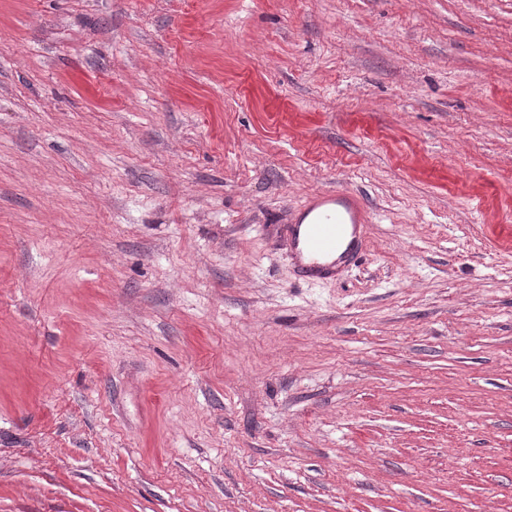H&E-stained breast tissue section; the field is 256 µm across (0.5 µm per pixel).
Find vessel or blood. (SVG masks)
<instances>
[{"label": "vessel or blood", "mask_w": 512, "mask_h": 512, "mask_svg": "<svg viewBox=\"0 0 512 512\" xmlns=\"http://www.w3.org/2000/svg\"><path fill=\"white\" fill-rule=\"evenodd\" d=\"M365 211L347 190L327 192L305 205L288 227V247L299 276L313 281L335 278L342 266L361 255Z\"/></svg>", "instance_id": "b4317fda"}]
</instances>
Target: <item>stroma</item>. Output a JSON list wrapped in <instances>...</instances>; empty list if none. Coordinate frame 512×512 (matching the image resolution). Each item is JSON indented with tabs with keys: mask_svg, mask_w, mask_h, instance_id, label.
<instances>
[{
	"mask_svg": "<svg viewBox=\"0 0 512 512\" xmlns=\"http://www.w3.org/2000/svg\"><path fill=\"white\" fill-rule=\"evenodd\" d=\"M0 512H512V0H0ZM366 222L360 201L350 191L327 192L310 200L288 226L289 252L299 276L313 282L333 279L355 262L361 255Z\"/></svg>",
	"mask_w": 512,
	"mask_h": 512,
	"instance_id": "35a3bbf8",
	"label": "stroma"
}]
</instances>
